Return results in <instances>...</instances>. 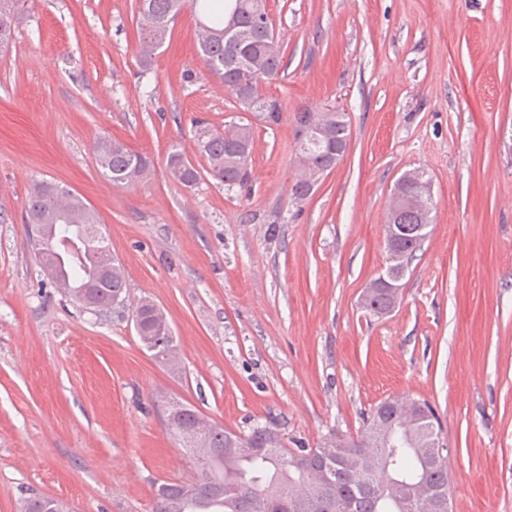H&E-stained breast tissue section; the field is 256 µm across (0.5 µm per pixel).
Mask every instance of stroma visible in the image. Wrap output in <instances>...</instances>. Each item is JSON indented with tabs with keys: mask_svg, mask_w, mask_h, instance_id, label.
Listing matches in <instances>:
<instances>
[{
	"mask_svg": "<svg viewBox=\"0 0 512 512\" xmlns=\"http://www.w3.org/2000/svg\"><path fill=\"white\" fill-rule=\"evenodd\" d=\"M284 69L279 124L241 111L197 54L184 11L149 65L135 0H25L0 54V512L33 493L69 512H153L198 463L165 426L178 400L288 447L358 436L386 398L427 401L451 450L453 512H512V0H266ZM336 106L348 149L290 193L295 115ZM251 124L244 186L198 167L197 121ZM153 161L112 185L94 141ZM423 171L434 222L395 309L369 314L397 179ZM81 196L123 265L128 305L90 309L40 272L22 220L33 182ZM165 313L175 362L129 306ZM167 168L172 178L187 188L196 185L200 177V173L197 168L180 150H175L169 153L167 158ZM152 302L148 299H143L139 303L136 304L134 308L141 307L142 312L140 315V320L137 319V314L132 310V320L134 322V327L137 332V335L143 346L149 349H152V341L151 336H153V355L160 357L161 360H166V356L169 354V360L174 357V354L177 350V344L172 333L167 334L166 332H161V330L156 326L154 317L151 314V311L147 308V305H143V303ZM139 324L143 332L148 336H141ZM147 348V349H148ZM148 349V350H149ZM150 351V350H149Z\"/></svg>",
	"mask_w": 512,
	"mask_h": 512,
	"instance_id": "stroma-1",
	"label": "stroma"
}]
</instances>
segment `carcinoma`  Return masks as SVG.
Wrapping results in <instances>:
<instances>
[{
  "instance_id": "carcinoma-1",
  "label": "carcinoma",
  "mask_w": 512,
  "mask_h": 512,
  "mask_svg": "<svg viewBox=\"0 0 512 512\" xmlns=\"http://www.w3.org/2000/svg\"><path fill=\"white\" fill-rule=\"evenodd\" d=\"M21 0H0V50L7 49L15 36V21ZM254 0H139L138 45L142 57L150 59L171 36V24L189 8L202 14L204 29L197 52L204 65L230 92L245 112H255L266 124L280 121L282 104L266 95L262 83L282 70V46L273 25L266 20L250 22ZM237 14L244 24L241 32H227L229 18ZM347 113L299 112L295 116L297 167L291 192L300 199L324 172L339 162L336 145L348 144ZM207 171L228 187L241 185L248 176V160L254 143L249 123H234L224 130L198 126L195 133ZM97 165L115 185H131L145 178L151 168L149 157L129 145L102 137L93 144ZM167 168L172 178L189 188L200 173L182 151L169 153ZM423 173H404L389 206L388 220L401 227L396 247L397 273L405 275L420 251L433 224L430 190L420 186ZM24 223L36 235L39 246L31 247L41 270L52 268L47 278L68 295L81 301L80 293L92 283L96 287L98 309L108 311L125 303L127 280L123 266L114 258L105 238L97 233L96 213L69 189L41 181L30 188L24 207ZM397 302L393 292L377 288L366 310L373 315L387 312ZM142 308L139 324L153 337L154 355L174 357V336L161 331L151 311ZM428 421L413 423L410 416H395L378 404L366 419L363 433L356 439L334 437L320 448L287 447L275 427L256 426L244 435L260 451L239 454L229 448L239 433L217 424L200 433L179 439L198 460L194 480L163 482L156 488L155 512H285L290 497L315 498L320 484L315 461L327 454L334 460L328 472L337 501L353 502L352 512H403L407 499L424 501L437 491L450 492L448 469L450 449L435 463L424 453L425 436L440 435L438 418L428 402ZM196 408L183 403L167 407V420L190 422ZM200 491L190 492L192 482Z\"/></svg>"
}]
</instances>
